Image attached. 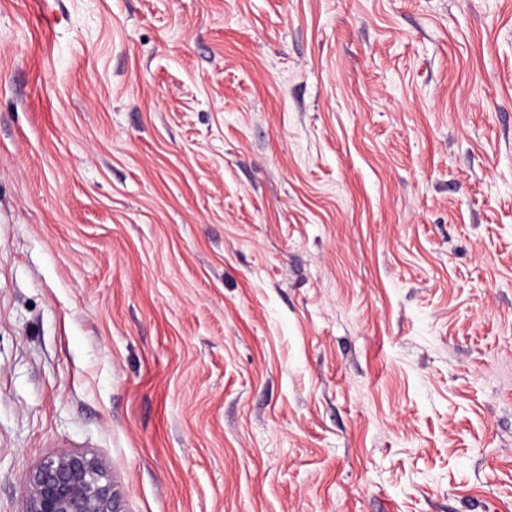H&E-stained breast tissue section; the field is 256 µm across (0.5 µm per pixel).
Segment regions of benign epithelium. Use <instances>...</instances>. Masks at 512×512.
<instances>
[{"label": "benign epithelium", "mask_w": 512, "mask_h": 512, "mask_svg": "<svg viewBox=\"0 0 512 512\" xmlns=\"http://www.w3.org/2000/svg\"><path fill=\"white\" fill-rule=\"evenodd\" d=\"M24 512H123L107 463L60 448L25 475Z\"/></svg>", "instance_id": "obj_1"}]
</instances>
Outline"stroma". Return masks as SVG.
Returning <instances> with one entry per match:
<instances>
[{"label":"stroma","mask_w":512,"mask_h":512,"mask_svg":"<svg viewBox=\"0 0 512 512\" xmlns=\"http://www.w3.org/2000/svg\"><path fill=\"white\" fill-rule=\"evenodd\" d=\"M512 512V0H0V512ZM24 512H124L107 463L60 448L25 475Z\"/></svg>","instance_id":"obj_1"}]
</instances>
